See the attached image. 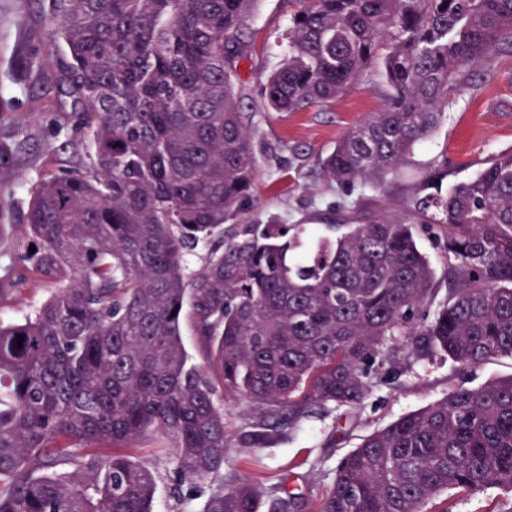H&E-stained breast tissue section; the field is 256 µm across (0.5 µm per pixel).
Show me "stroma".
<instances>
[{
  "mask_svg": "<svg viewBox=\"0 0 512 512\" xmlns=\"http://www.w3.org/2000/svg\"><path fill=\"white\" fill-rule=\"evenodd\" d=\"M291 11L288 0H259L249 22L256 56L253 63L240 67L242 80L253 90L243 111L262 147L250 215L262 223L279 218L295 224L308 216L313 223L327 224L344 195L323 178L320 163L346 131L381 108L382 99L372 86L380 74L371 70L369 82L320 107L300 112L262 108L254 68L274 66L287 55ZM50 30L49 0H0V107L5 110L0 139L12 140L11 165L18 173L17 178L0 182V195L12 200L11 211L0 218V277L21 273L28 279L18 295L0 302V317L7 321L34 314L53 292L20 258L24 247L18 225L29 209L31 191L59 169H80L91 149L71 100L57 94L56 69L48 62ZM22 57L33 59L34 71L26 82L16 84L9 71ZM470 80L471 87L456 97L442 124L414 147L396 174L388 176V193L377 196V204L396 206L408 186L434 173L441 177V189H448L475 176L492 154L512 149V52L498 53L489 68L472 73ZM396 369L397 376L374 384L360 406L328 405L259 448H244L238 442L240 430L252 417L250 403H226L225 483L257 476L266 492L284 486L315 502L332 482L340 459L363 437L440 400L453 385L477 387L512 376V358L497 357L461 375L440 354L417 359L403 351ZM134 456L159 472L155 508L171 512V456L156 448L151 438L136 447ZM431 509L512 512V490L493 485L476 492L451 491L438 497Z\"/></svg>",
  "mask_w": 512,
  "mask_h": 512,
  "instance_id": "obj_1",
  "label": "stroma"
}]
</instances>
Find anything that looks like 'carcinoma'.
<instances>
[{"label":"carcinoma","instance_id":"carcinoma-1","mask_svg":"<svg viewBox=\"0 0 512 512\" xmlns=\"http://www.w3.org/2000/svg\"><path fill=\"white\" fill-rule=\"evenodd\" d=\"M289 2L267 107L322 106L382 68L383 108L322 162L350 192L383 189L471 72L512 50V0ZM257 3L51 0L56 86L92 151L33 189L22 225L27 261L56 291L0 321V512H154L156 472L131 455L153 435L174 449L173 498L187 484L200 512H259L255 478L224 485L227 397L252 404L240 441L258 448L318 406L361 405L388 378L394 336L461 372L512 356V149L446 193L427 177L401 214L360 196L324 232L250 218L258 155L239 66ZM12 147L0 140L1 181L17 177ZM419 229L447 238L442 299ZM26 284L0 279V301ZM491 485L512 490V378L453 387L364 437L311 512H429ZM303 508L283 490L268 512Z\"/></svg>","mask_w":512,"mask_h":512}]
</instances>
